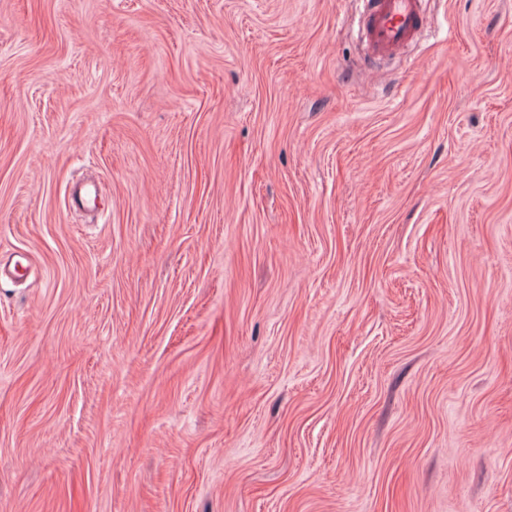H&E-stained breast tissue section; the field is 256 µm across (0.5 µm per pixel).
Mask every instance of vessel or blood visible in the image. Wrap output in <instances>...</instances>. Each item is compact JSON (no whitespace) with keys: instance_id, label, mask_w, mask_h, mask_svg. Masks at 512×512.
<instances>
[{"instance_id":"1","label":"vessel or blood","mask_w":512,"mask_h":512,"mask_svg":"<svg viewBox=\"0 0 512 512\" xmlns=\"http://www.w3.org/2000/svg\"><path fill=\"white\" fill-rule=\"evenodd\" d=\"M424 0H365L360 39L369 58H389L418 35Z\"/></svg>"}]
</instances>
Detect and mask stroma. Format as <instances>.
<instances>
[{"mask_svg": "<svg viewBox=\"0 0 512 512\" xmlns=\"http://www.w3.org/2000/svg\"><path fill=\"white\" fill-rule=\"evenodd\" d=\"M0 0V512H512V0ZM360 39L369 58H389L418 35L424 0H364Z\"/></svg>", "mask_w": 512, "mask_h": 512, "instance_id": "obj_1", "label": "stroma"}]
</instances>
